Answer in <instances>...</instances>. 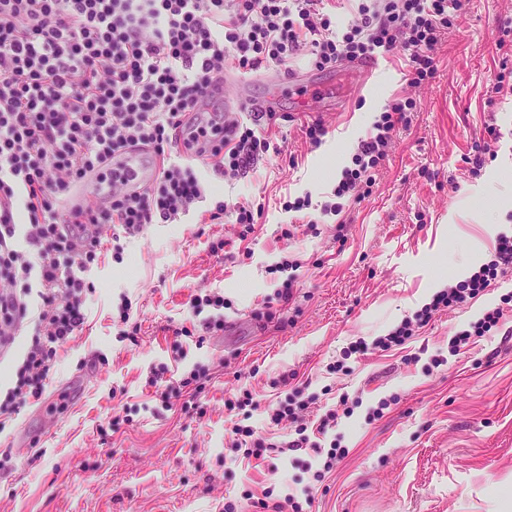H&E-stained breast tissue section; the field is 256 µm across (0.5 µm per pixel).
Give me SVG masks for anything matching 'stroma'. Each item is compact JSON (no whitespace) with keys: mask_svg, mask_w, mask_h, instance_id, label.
I'll return each instance as SVG.
<instances>
[{"mask_svg":"<svg viewBox=\"0 0 512 512\" xmlns=\"http://www.w3.org/2000/svg\"><path fill=\"white\" fill-rule=\"evenodd\" d=\"M503 41L512 43V0H469L461 24L435 48V78L410 85L405 60L383 56L373 78L349 77L339 110L322 112L327 133L316 148L288 74L327 81L334 69H316L302 53L289 69L250 74V98L282 87L283 117L268 131L281 153L237 181L214 182L204 207L248 200L264 204L261 218L248 235L229 215L220 224L194 213L155 224L125 240L122 262L105 259L89 275L85 324L58 349L46 394L0 430V512H224L228 502L235 512H277L287 495L302 512H512V270L438 312L404 345L351 351L465 280L489 261L498 235L512 231V211L494 208L512 189ZM397 97L415 101V118L397 130L369 194L340 215H322L360 141ZM488 125L500 138L487 151ZM305 195L308 213L286 210ZM218 239L221 258L210 251ZM294 258L303 266L285 301L275 267ZM209 292L224 295V322L239 323L238 335L210 332L190 315V297ZM124 302L137 335L122 333ZM497 307L496 330L451 352L457 331ZM174 326L189 331L179 361ZM161 364L175 381L208 368L196 397L203 416L156 400L147 378ZM296 386L306 409L273 424L269 408ZM247 392L260 403L250 426L274 445L259 459L228 445L234 418L224 400ZM332 410L335 427L318 433ZM116 413L130 420L112 430ZM300 424L309 441L296 448ZM21 427L32 438L22 456ZM335 447L344 455L326 467Z\"/></svg>","mask_w":512,"mask_h":512,"instance_id":"stroma-1","label":"stroma"}]
</instances>
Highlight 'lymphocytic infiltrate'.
Wrapping results in <instances>:
<instances>
[{
	"mask_svg": "<svg viewBox=\"0 0 512 512\" xmlns=\"http://www.w3.org/2000/svg\"><path fill=\"white\" fill-rule=\"evenodd\" d=\"M330 0H0V348L24 322L35 335L0 396L9 419L40 398L57 349L81 331L88 273L104 251L121 260L123 239L171 224L207 198L208 175L232 182L279 145L209 94L224 73L287 64L309 51L320 69L375 55L406 57L413 82L434 77L433 50L460 20L466 0H353L355 22L341 26ZM412 100L393 99L361 140L322 214L371 185L398 128L410 126ZM149 147L161 161L137 192L113 188L104 204L77 201L89 177L108 176L117 152ZM72 206L69 228L59 213ZM118 225L111 239L106 226ZM512 268V235L499 234L489 263L372 342L353 352L400 346L442 309L460 306ZM147 383L162 405L208 376L191 370Z\"/></svg>",
	"mask_w": 512,
	"mask_h": 512,
	"instance_id": "lymphocytic-infiltrate-1",
	"label": "lymphocytic infiltrate"
}]
</instances>
